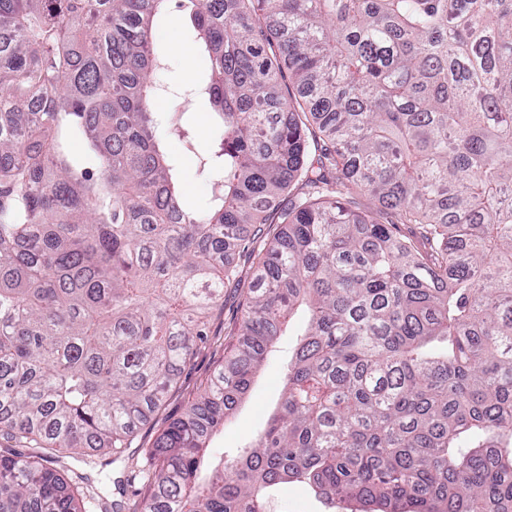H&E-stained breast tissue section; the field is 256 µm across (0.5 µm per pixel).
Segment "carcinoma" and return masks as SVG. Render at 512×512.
<instances>
[{
  "mask_svg": "<svg viewBox=\"0 0 512 512\" xmlns=\"http://www.w3.org/2000/svg\"><path fill=\"white\" fill-rule=\"evenodd\" d=\"M168 2L0 0V436L119 459L244 255L237 342L135 512H267L291 479L512 512V0H178L217 119L203 211L149 109ZM299 310L278 412L200 474ZM44 458L0 448V512H88Z\"/></svg>",
  "mask_w": 512,
  "mask_h": 512,
  "instance_id": "cac0c4a2",
  "label": "carcinoma"
}]
</instances>
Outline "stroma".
Segmentation results:
<instances>
[{
  "label": "stroma",
  "mask_w": 512,
  "mask_h": 512,
  "mask_svg": "<svg viewBox=\"0 0 512 512\" xmlns=\"http://www.w3.org/2000/svg\"><path fill=\"white\" fill-rule=\"evenodd\" d=\"M156 40L167 58L165 70L157 75L159 83L178 89V96L151 102V111L157 112L159 132H166L174 113L191 115L194 149H187L177 138L167 140L170 155L181 173V188L188 204L204 209L213 193V180L203 171L200 159L209 149L215 136V119L208 101L181 97V89L190 87L203 70L204 61L195 54L192 36L178 12L166 14L158 22ZM242 270L239 287L224 291V304L217 308L208 324V338L200 345L185 367L177 385L167 394L163 405L140 425L123 456L106 470L99 471L62 457L54 462V469L68 479L84 474L100 492L104 501L134 502L147 492L141 475L147 466L148 451L168 424L181 418L190 402L203 390L224 360V350L237 340L236 323L241 316L242 303L252 280L247 261H240ZM302 326L294 319L287 334L282 336L276 352L269 356L257 373L245 398L233 416L212 437L211 457L233 456L247 446L251 438L263 430L275 414L283 390L284 373ZM268 512H344L343 508H329L306 484L290 481L275 487L268 503Z\"/></svg>",
  "instance_id": "1"
}]
</instances>
